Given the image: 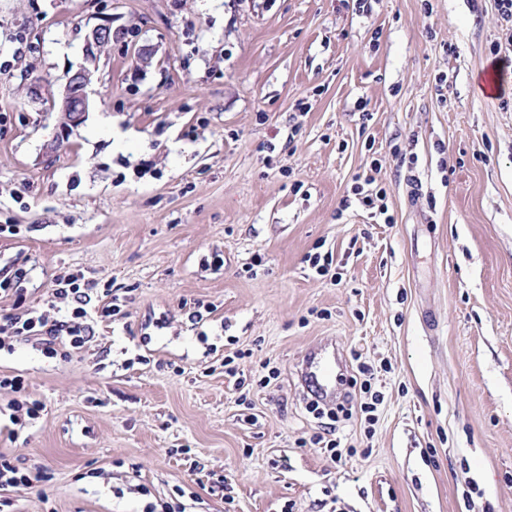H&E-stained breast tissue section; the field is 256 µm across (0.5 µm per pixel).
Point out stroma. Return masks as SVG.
<instances>
[{"instance_id":"obj_1","label":"stroma","mask_w":512,"mask_h":512,"mask_svg":"<svg viewBox=\"0 0 512 512\" xmlns=\"http://www.w3.org/2000/svg\"><path fill=\"white\" fill-rule=\"evenodd\" d=\"M505 38L496 0H0V280L39 306L80 270L126 314L0 354L45 406L0 453L49 475L8 512H512ZM373 161L389 224L341 206ZM324 345L384 395L338 460L301 382ZM89 85L90 75L85 69L77 70L68 78L60 112L72 125L81 123L92 106Z\"/></svg>"}]
</instances>
